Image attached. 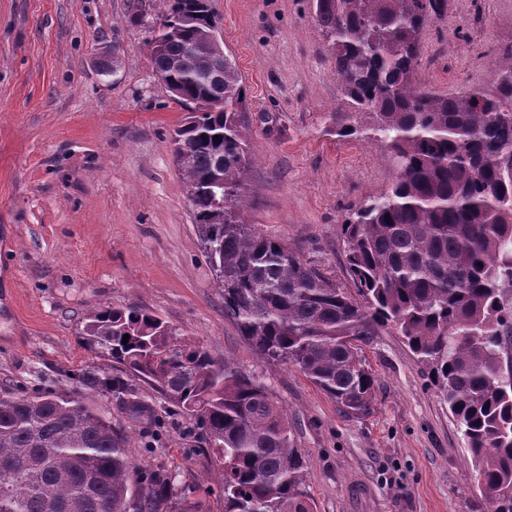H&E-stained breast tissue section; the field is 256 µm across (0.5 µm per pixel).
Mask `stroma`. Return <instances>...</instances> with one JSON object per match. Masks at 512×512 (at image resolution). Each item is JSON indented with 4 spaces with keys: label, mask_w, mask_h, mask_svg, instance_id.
<instances>
[{
    "label": "stroma",
    "mask_w": 512,
    "mask_h": 512,
    "mask_svg": "<svg viewBox=\"0 0 512 512\" xmlns=\"http://www.w3.org/2000/svg\"><path fill=\"white\" fill-rule=\"evenodd\" d=\"M242 77L253 164L245 219L348 283L341 223L393 169L380 143L338 134V90L312 0H212ZM168 0H0V393L81 394L92 311L151 310L213 357L256 374L307 462L313 512H470L473 459L443 395L394 329L362 352L368 414H344L296 368L265 362L224 316L171 134L187 115L155 77L152 31ZM418 77L456 94L512 52V0H447ZM145 396L152 388L135 381ZM148 447L116 401L133 461L195 485L224 512L223 476L194 420L154 397Z\"/></svg>",
    "instance_id": "obj_1"
}]
</instances>
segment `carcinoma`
Returning <instances> with one entry per match:
<instances>
[{
	"mask_svg": "<svg viewBox=\"0 0 512 512\" xmlns=\"http://www.w3.org/2000/svg\"><path fill=\"white\" fill-rule=\"evenodd\" d=\"M333 61L338 111L366 113L392 182L342 221L346 271L329 270L244 220L250 148L239 109L242 77L224 55V111L175 130V158L210 269L224 270V316L264 359L298 369L352 414L373 402L362 345L377 328L400 332L444 394L478 471L470 512H512V56L491 84L441 94L418 82L427 29L447 0H313ZM184 13L201 29L172 34ZM217 27L200 0H169L155 37L159 64L194 107L207 88L200 30ZM219 139H214V136ZM224 191V210L213 196ZM129 339H124V335ZM80 339L97 361L73 374L115 399L130 419L155 409L130 378H144L195 418L224 471V512H312L306 461L283 407L253 375L216 361L179 329L139 308L89 314ZM121 373H112V364ZM25 492L15 493L17 483ZM194 489L162 466L134 463L112 417L68 392L0 393V512H190Z\"/></svg>",
	"mask_w": 512,
	"mask_h": 512,
	"instance_id": "1",
	"label": "carcinoma"
}]
</instances>
